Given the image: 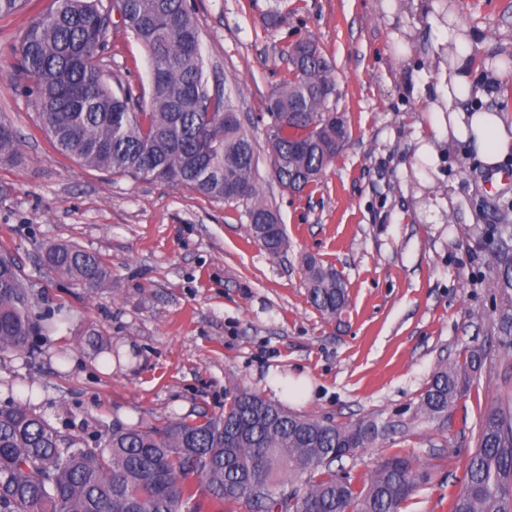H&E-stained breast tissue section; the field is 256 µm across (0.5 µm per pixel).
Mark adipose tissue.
Returning <instances> with one entry per match:
<instances>
[{"label":"adipose tissue","instance_id":"ef3b65f1","mask_svg":"<svg viewBox=\"0 0 512 512\" xmlns=\"http://www.w3.org/2000/svg\"><path fill=\"white\" fill-rule=\"evenodd\" d=\"M393 9L425 19L444 54L434 55L436 81L426 89L430 134L415 159L433 163L440 150L463 145L473 149L485 167H496L512 151V123L494 109L469 112L464 107L474 80L473 39L454 12L441 13L437 0H394Z\"/></svg>","mask_w":512,"mask_h":512}]
</instances>
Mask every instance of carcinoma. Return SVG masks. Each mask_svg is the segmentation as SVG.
<instances>
[{
  "label": "carcinoma",
  "instance_id": "obj_1",
  "mask_svg": "<svg viewBox=\"0 0 512 512\" xmlns=\"http://www.w3.org/2000/svg\"><path fill=\"white\" fill-rule=\"evenodd\" d=\"M145 49L149 95L112 87L96 58L110 16L102 0H54L14 48L43 128L55 149L85 165L234 203L253 239L276 257L288 249L281 217L259 190L253 137L224 95L210 91L199 30L186 0H112ZM288 75L266 102L265 136L276 179L290 192L317 188L350 133L330 106L331 69L311 40L285 49ZM18 136L0 124V164L20 161ZM496 265L502 342L512 346V225L484 230ZM47 268L91 296L112 280L102 258L71 244L43 253ZM310 303L328 317L348 305L336 268L304 260ZM61 314L35 311L19 264L0 253V353L32 352L59 327ZM486 358L467 350L462 363L437 366L416 412L438 417L478 375ZM376 421L347 424L294 413L240 391L214 416L156 424H112L91 445L63 434L31 406L0 405V512H401L424 475L393 455L357 484L334 464L379 439ZM450 512H512V406L482 415L476 448Z\"/></svg>",
  "mask_w": 512,
  "mask_h": 512
}]
</instances>
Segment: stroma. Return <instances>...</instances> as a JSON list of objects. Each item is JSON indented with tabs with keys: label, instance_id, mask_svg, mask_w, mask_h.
I'll use <instances>...</instances> for the list:
<instances>
[{
	"label": "stroma",
	"instance_id": "35a3bbf8",
	"mask_svg": "<svg viewBox=\"0 0 512 512\" xmlns=\"http://www.w3.org/2000/svg\"><path fill=\"white\" fill-rule=\"evenodd\" d=\"M53 0H26L0 19V123L19 136L20 166H0V249L11 252L37 310H71L67 329L31 354H0V404L29 400L67 435L88 438L113 422L152 423L221 413L249 390L291 411L339 423L376 418L383 438L344 458L363 478L394 454L427 478L403 512H448L487 407L512 394V349L500 341L486 242L473 227L512 211V153L490 170L469 150L416 169L428 132L418 91L431 73L433 33L386 11L383 0H187L200 30L210 87L223 90L260 153L259 184L279 211L288 249L273 257L253 241L243 207L186 188L135 180L59 154L35 99L14 82L20 32ZM478 36L468 108L512 121V0H449ZM283 22L266 28V12ZM413 46L401 55L398 40ZM314 39L332 65L350 130L343 153L314 191H282L260 116L286 76L283 50ZM99 65L109 81L149 92L145 50L111 24ZM450 213L426 219L433 190ZM69 243L100 254L110 287L86 296L41 263L44 247ZM332 264L348 285L338 318L310 305L303 261ZM124 351L104 365L91 343ZM487 355L468 392L440 417L416 413L438 364L467 349ZM66 350L67 363L56 353Z\"/></svg>",
	"mask_w": 512,
	"mask_h": 512
}]
</instances>
